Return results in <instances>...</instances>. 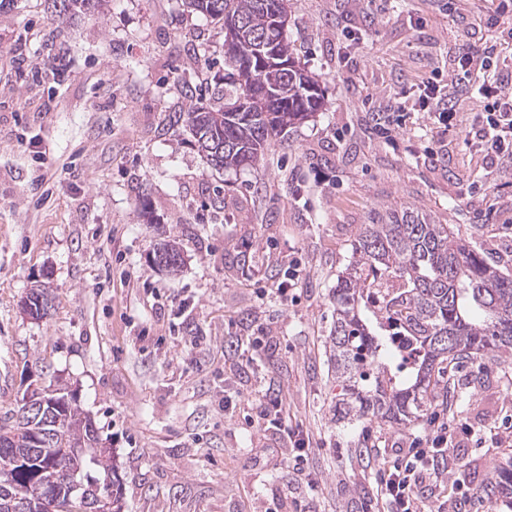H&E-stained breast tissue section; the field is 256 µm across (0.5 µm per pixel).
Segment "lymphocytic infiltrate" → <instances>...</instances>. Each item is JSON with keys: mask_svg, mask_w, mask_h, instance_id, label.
I'll return each instance as SVG.
<instances>
[{"mask_svg": "<svg viewBox=\"0 0 512 512\" xmlns=\"http://www.w3.org/2000/svg\"><path fill=\"white\" fill-rule=\"evenodd\" d=\"M479 25L486 38L458 49L447 82L429 77L407 80L402 101L380 124L382 138H389L395 114L410 109L436 113L444 128L455 127L461 99L478 95L486 100L485 114L466 129L465 145L493 161L512 160V65L503 58L499 41L500 32H512V0H494L480 16ZM463 465L448 448L447 423H439L424 447L408 449L401 458L383 465L380 499L388 512H421L420 474L437 479Z\"/></svg>", "mask_w": 512, "mask_h": 512, "instance_id": "lymphocytic-infiltrate-1", "label": "lymphocytic infiltrate"}]
</instances>
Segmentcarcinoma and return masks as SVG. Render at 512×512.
Returning a JSON list of instances; mask_svg holds the SVG:
<instances>
[{
  "mask_svg": "<svg viewBox=\"0 0 512 512\" xmlns=\"http://www.w3.org/2000/svg\"><path fill=\"white\" fill-rule=\"evenodd\" d=\"M46 2L52 15L75 20L94 15L100 0ZM183 6L244 24L238 32L224 31V88L218 92L224 106H205L188 86L183 111L168 115L169 128L189 127L218 169L264 163L288 129L325 105L319 81L304 69L287 78L259 69L267 52L294 56L291 41L276 30L288 0H183ZM211 139L231 149L216 159L207 150ZM331 345L341 416L409 425L429 399L441 396L447 368L463 359L512 360V274L450 225L388 207L362 227L336 276ZM17 414L0 420V474L9 472L13 482L0 489V504L11 493L35 491L33 478H48L58 466L76 474L89 498H121L120 480L107 479L105 467L94 462L97 428L78 429L88 414L76 406L57 412L54 452L31 446ZM482 493L512 509V458L497 466Z\"/></svg>",
  "mask_w": 512,
  "mask_h": 512,
  "instance_id": "cac0c4a2",
  "label": "carcinoma"
}]
</instances>
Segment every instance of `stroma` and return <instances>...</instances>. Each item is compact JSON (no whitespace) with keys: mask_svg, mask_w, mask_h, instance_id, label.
Masks as SVG:
<instances>
[{"mask_svg":"<svg viewBox=\"0 0 512 512\" xmlns=\"http://www.w3.org/2000/svg\"><path fill=\"white\" fill-rule=\"evenodd\" d=\"M486 7L290 0L287 37L325 107L265 164L233 171L207 163L188 130L162 129L198 63L223 84L219 24L182 0H101L70 23L45 0H0V416L36 381L66 389L114 451L124 512H361L381 463L441 415L465 465L423 478L426 504L465 493L469 512H499L481 488L512 457V364H459L450 406L397 426L337 422L328 362L336 275L376 211L460 225L512 270V163L460 135L482 99L463 100L450 130L429 112L390 141L363 130L407 77L447 71L480 39ZM166 241L184 258L174 274L152 262ZM37 284L51 305L39 320L22 310ZM292 429L309 438L316 488L282 467Z\"/></svg>","mask_w":512,"mask_h":512,"instance_id":"35a3bbf8","label":"stroma"}]
</instances>
